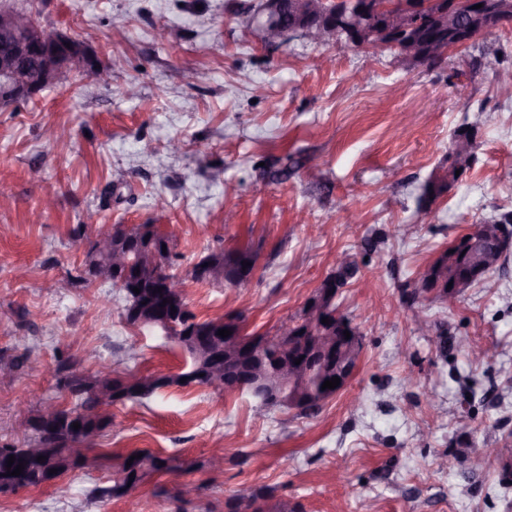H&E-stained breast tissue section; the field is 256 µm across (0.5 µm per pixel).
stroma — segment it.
<instances>
[{"instance_id": "1", "label": "stroma", "mask_w": 512, "mask_h": 512, "mask_svg": "<svg viewBox=\"0 0 512 512\" xmlns=\"http://www.w3.org/2000/svg\"><path fill=\"white\" fill-rule=\"evenodd\" d=\"M259 3L39 0L43 24L111 63L112 78L0 109V366L27 348L42 362L0 381V445L23 439L36 397L66 403L58 354L84 374L102 360L154 375L189 366L160 330L125 322L120 289L76 284L89 238L114 224L160 225L190 309L240 315L250 333L296 317L350 255L357 273L336 303L362 335L353 378L310 415L177 385L112 406L98 469L65 473L64 497L0 493V512H128L133 499L140 512H224L243 486L272 488L303 512H512V480L499 478L512 465V260L453 299L413 294L471 225L512 212V100L492 71L472 68L482 52L512 54V27L404 69L387 51L267 43L247 13ZM130 84L137 98L123 96ZM475 121V164L421 202L454 132ZM173 139L180 153L168 152ZM48 182L55 204L32 222ZM349 207L358 223H337ZM242 247L256 254L248 281L191 278L198 257ZM467 338L488 344L489 361L467 357ZM481 448L493 454L475 472ZM133 449L173 471L93 497ZM186 481L199 487L190 500L177 495Z\"/></svg>"}]
</instances>
